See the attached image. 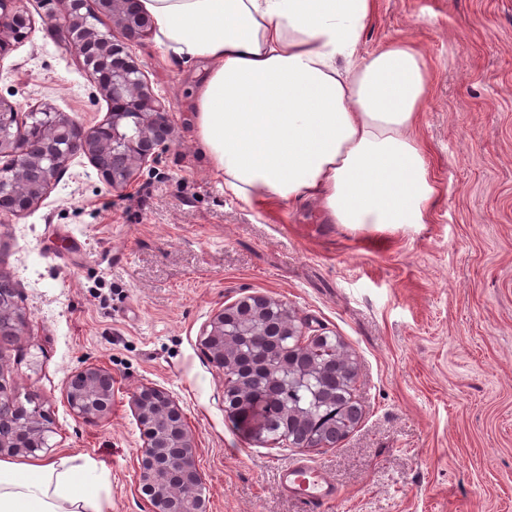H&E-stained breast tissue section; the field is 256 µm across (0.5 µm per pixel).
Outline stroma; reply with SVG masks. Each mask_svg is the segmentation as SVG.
<instances>
[{
	"label": "stroma",
	"mask_w": 512,
	"mask_h": 512,
	"mask_svg": "<svg viewBox=\"0 0 512 512\" xmlns=\"http://www.w3.org/2000/svg\"><path fill=\"white\" fill-rule=\"evenodd\" d=\"M22 3L34 24L0 52V97L103 121L108 102L49 27L55 0ZM405 36L432 75L420 135L442 194L429 223L370 233L225 191L189 123L191 71L153 38L132 44L174 126L168 150L119 190L75 157L31 211L0 215V276L29 317L0 345V382L47 414L39 460L90 456L112 512H149L131 397L153 385L184 410L209 512H303L278 478L298 458L335 489L322 512H512V0H379L365 49ZM253 294L352 358L361 419L336 447L270 449L227 413L201 334ZM89 364L112 375L95 425L65 396Z\"/></svg>",
	"instance_id": "stroma-1"
}]
</instances>
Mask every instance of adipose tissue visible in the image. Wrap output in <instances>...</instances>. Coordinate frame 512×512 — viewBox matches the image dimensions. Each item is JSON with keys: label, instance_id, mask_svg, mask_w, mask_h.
Segmentation results:
<instances>
[{"label": "adipose tissue", "instance_id": "1", "mask_svg": "<svg viewBox=\"0 0 512 512\" xmlns=\"http://www.w3.org/2000/svg\"><path fill=\"white\" fill-rule=\"evenodd\" d=\"M165 54L197 65L193 131L248 204L315 203L326 223H428L440 188L419 134L431 74L414 42L365 50L378 0H138ZM87 456L0 461V512H110Z\"/></svg>", "mask_w": 512, "mask_h": 512}]
</instances>
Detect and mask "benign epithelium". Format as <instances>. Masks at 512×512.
Segmentation results:
<instances>
[{"label": "benign epithelium", "instance_id": "1", "mask_svg": "<svg viewBox=\"0 0 512 512\" xmlns=\"http://www.w3.org/2000/svg\"><path fill=\"white\" fill-rule=\"evenodd\" d=\"M59 14L51 15L52 27L64 45L73 50L85 71L95 80L111 109L99 124L85 129L68 115L46 103L32 107L18 121L20 107L0 97V196L11 201L6 213L21 215L38 205L52 182L76 154L98 163L101 154L112 155V167H98L103 180L114 189L125 187L144 166L153 163L170 146L174 128L161 98L149 83L145 65L130 52V43L153 33L152 18L135 0H59ZM113 26L98 27L101 17ZM31 18L21 0H0V49L27 35ZM277 320L281 335L297 337L292 349L308 351L323 335H306L285 303L264 295H248L216 313L201 346L216 367L227 370L228 349L236 328L259 317ZM14 324L20 335L28 326L27 314L12 297L0 296V321ZM225 375V399L244 420L249 406L239 396L253 376ZM69 407L86 423L95 425L112 410V374L90 365L69 381ZM135 416L145 438L138 457V491L151 512H209V498L196 465L197 446L183 410L163 389L141 386L132 396ZM47 415L35 406L15 408L10 393L0 384V458L29 457L36 448L31 435L47 442Z\"/></svg>", "mask_w": 512, "mask_h": 512}]
</instances>
